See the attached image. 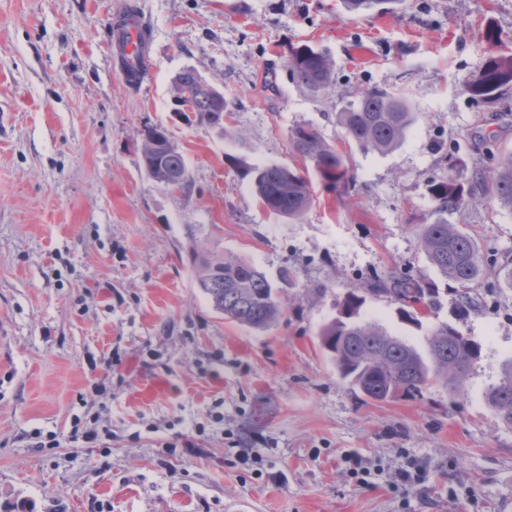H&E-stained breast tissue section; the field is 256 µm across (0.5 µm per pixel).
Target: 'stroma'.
Here are the masks:
<instances>
[{
  "label": "stroma",
  "mask_w": 512,
  "mask_h": 512,
  "mask_svg": "<svg viewBox=\"0 0 512 512\" xmlns=\"http://www.w3.org/2000/svg\"><path fill=\"white\" fill-rule=\"evenodd\" d=\"M129 3L151 47L134 87L107 36ZM303 44L335 63L316 95L285 69ZM491 54L512 55V0H397L366 15L341 0H0V512H512V429L483 398L512 357L499 274L512 211L479 179L512 154V92L482 104L465 90ZM186 67L223 91L227 135L175 116ZM374 86L405 90L417 114L384 154L345 143L336 123ZM146 124L183 153L192 196L147 174ZM298 125L345 151L356 181L342 199L318 190L292 222L257 201L241 166L304 168ZM445 153L471 187L447 218L486 268L479 311L457 321L482 355L457 402L438 387L377 402L340 378L319 332L348 285L393 269L437 279L414 227L432 219ZM194 245L272 276L292 269L277 323L216 312L195 286ZM455 306L441 295L416 328L371 295L362 317L422 352ZM147 376L169 390L142 404ZM77 421L99 442H70ZM39 433L60 447H36ZM410 465L424 482L399 481Z\"/></svg>",
  "instance_id": "obj_1"
}]
</instances>
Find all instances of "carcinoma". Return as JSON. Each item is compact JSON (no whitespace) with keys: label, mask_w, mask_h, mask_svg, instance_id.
<instances>
[{"label":"carcinoma","mask_w":512,"mask_h":512,"mask_svg":"<svg viewBox=\"0 0 512 512\" xmlns=\"http://www.w3.org/2000/svg\"><path fill=\"white\" fill-rule=\"evenodd\" d=\"M390 0H343L346 10L365 14ZM286 69L290 78L308 93L316 95L332 81L334 64L329 57L303 44L289 50ZM176 88L191 102L193 116L199 123L218 110L232 114L227 100L216 101L202 86L193 69L176 77ZM512 89V56H490L479 73L465 85L477 101L493 104ZM337 123L347 139L363 150L387 153L402 144L416 121L407 95L385 88L369 87L359 92L355 102L336 114ZM143 126L142 160L154 169L153 180L176 175L182 180L181 193L190 196L194 184L183 154L172 142L155 141ZM294 150L307 162L321 186L338 194L354 180L346 159L320 134L304 125L291 130ZM448 175L429 183V194L436 204L437 218L416 225L418 245L428 263L444 281L446 292L455 296L456 319H464L478 310L479 301L471 294L472 286L484 275V264L474 238L462 226L448 223L444 214L463 207L468 189L456 176L462 161L448 157ZM260 204L270 212L297 221L314 203L310 178L296 168L284 165L245 166ZM498 204L512 209V155L502 158L484 177ZM190 259L196 270V283L216 311L224 318L255 330H265L282 315V304L266 273L254 262L238 256L203 254L191 248ZM384 295L397 304L404 322L421 325V315L439 303L440 291L435 281L421 276L390 272L375 275L366 287H347L336 300L337 316L320 333L321 347L336 363L339 375L365 396L387 401L414 398L431 385L448 391L450 402L462 395L465 377L480 358L481 345L463 334L455 325L441 322L429 331L427 355H421L403 339L392 336L379 324L366 321L361 310L365 294ZM485 400L499 420L512 428V360L504 365L498 382L485 390Z\"/></svg>","instance_id":"obj_1"}]
</instances>
